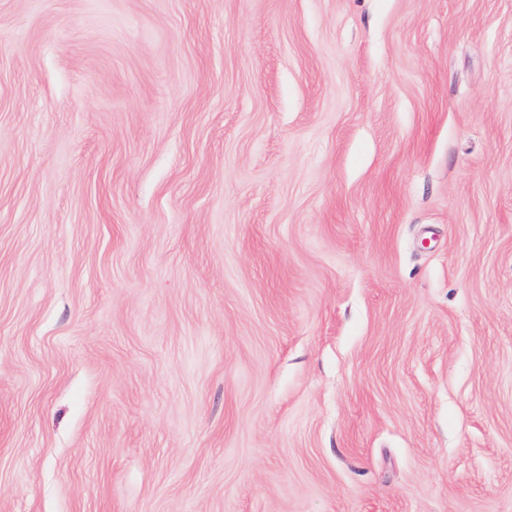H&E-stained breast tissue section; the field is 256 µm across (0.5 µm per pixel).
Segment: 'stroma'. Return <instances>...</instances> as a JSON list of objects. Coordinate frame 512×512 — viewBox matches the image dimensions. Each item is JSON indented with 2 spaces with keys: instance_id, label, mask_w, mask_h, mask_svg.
<instances>
[{
  "instance_id": "35a3bbf8",
  "label": "stroma",
  "mask_w": 512,
  "mask_h": 512,
  "mask_svg": "<svg viewBox=\"0 0 512 512\" xmlns=\"http://www.w3.org/2000/svg\"><path fill=\"white\" fill-rule=\"evenodd\" d=\"M0 512H512V0H0Z\"/></svg>"
}]
</instances>
